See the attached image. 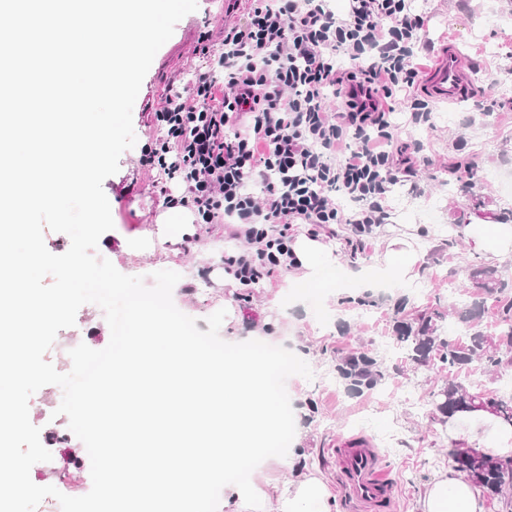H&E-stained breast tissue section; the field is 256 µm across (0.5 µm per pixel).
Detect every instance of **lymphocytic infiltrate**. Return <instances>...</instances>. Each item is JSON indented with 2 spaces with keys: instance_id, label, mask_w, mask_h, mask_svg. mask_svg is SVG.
Listing matches in <instances>:
<instances>
[{
  "instance_id": "obj_1",
  "label": "lymphocytic infiltrate",
  "mask_w": 512,
  "mask_h": 512,
  "mask_svg": "<svg viewBox=\"0 0 512 512\" xmlns=\"http://www.w3.org/2000/svg\"><path fill=\"white\" fill-rule=\"evenodd\" d=\"M250 2L219 48L202 45L214 67L165 96L153 116L162 135L140 158L165 175L166 207L244 242L224 271L245 287L293 262L300 224L313 237L352 225L348 245L362 250L393 187L415 174L393 134L395 102L417 123L432 112L413 92L426 26L414 0H345L339 11L330 0Z\"/></svg>"
}]
</instances>
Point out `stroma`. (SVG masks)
<instances>
[{
	"label": "stroma",
	"mask_w": 512,
	"mask_h": 512,
	"mask_svg": "<svg viewBox=\"0 0 512 512\" xmlns=\"http://www.w3.org/2000/svg\"><path fill=\"white\" fill-rule=\"evenodd\" d=\"M417 6L429 19L419 65H430L442 44L454 43L473 62L477 96L434 104L425 124L411 123L404 110H396V136L420 147L417 174L394 186L388 199L390 218L368 238L364 252L350 254L345 240L353 228L337 226L330 245L340 265L329 271L327 289L313 293L305 304L287 302L284 273L255 286L249 303L237 301L241 288L225 281L223 260L225 253L238 251L242 244L226 238L223 225H196L187 247L157 240L156 220L165 210L155 188L160 173L139 162L159 135L153 114L169 89L188 86L195 70L204 66L198 51L201 40L220 45L225 23L241 17L243 8L234 0H198L197 10L176 24L155 55L134 104L137 143L121 155L118 171L103 183L114 227L101 236L98 256L123 274L143 277L149 287L156 271L179 273L172 298L180 311L202 322L231 304L234 316L224 320L221 339L282 346L310 365L313 379L292 376L286 381L296 424L288 454L264 460L254 470L251 484L256 492H265L269 484L284 483L292 467L323 476L332 512H349L337 480V437L358 434L375 443L381 426L395 429L404 440L397 451L382 453L397 485L392 512H419L422 491L447 466L452 445L447 425L431 405L446 371L435 357L424 365L405 355L384 359L375 339L392 336L393 315L409 321L419 313H444L449 306L478 298L469 274L488 257L468 249L463 241L449 243V226L490 215L512 224V195L490 181L494 173L512 169V87L501 83L503 76H512V24L499 21L502 15H512V0H418ZM454 164L460 167L461 180H469L468 189L453 180L449 168ZM407 224L429 229L416 245L422 255L416 280L391 279L376 292L344 277V268L353 263L375 268L386 239L401 234ZM109 341L103 310L86 304L78 310L75 325L59 331L45 359L66 373L72 366L70 349L83 343L100 350ZM360 352L381 361L384 378L375 388L351 394L322 387L320 375L334 373L337 359ZM62 396L60 387L46 385L29 400L30 420L52 454L51 461L33 465L30 477L39 486L63 483L74 491L88 489L92 481L82 463L85 446L70 431L67 417L57 412ZM69 457L80 458L81 463L71 467L67 478H59L53 463Z\"/></svg>",
	"instance_id": "1"
}]
</instances>
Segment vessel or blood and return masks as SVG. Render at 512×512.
I'll return each mask as SVG.
<instances>
[{"mask_svg":"<svg viewBox=\"0 0 512 512\" xmlns=\"http://www.w3.org/2000/svg\"><path fill=\"white\" fill-rule=\"evenodd\" d=\"M473 67L470 59L452 43L444 44L422 74L421 90L438 102L473 98ZM339 482L351 512H382L389 507L393 484L383 459L369 439H338Z\"/></svg>","mask_w":512,"mask_h":512,"instance_id":"1","label":"vessel or blood"}]
</instances>
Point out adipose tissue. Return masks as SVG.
<instances>
[{"label": "adipose tissue", "instance_id": "ef3b65f1", "mask_svg": "<svg viewBox=\"0 0 512 512\" xmlns=\"http://www.w3.org/2000/svg\"><path fill=\"white\" fill-rule=\"evenodd\" d=\"M460 232L474 248L490 257H512V225L473 222L462 225ZM296 263L288 271L297 295L303 296L320 285L327 273L336 267L337 257L321 240L299 233L292 245ZM418 253L407 241L389 242L381 269L399 281H412L418 276ZM451 438L465 442L489 456L512 453V425L485 411L456 417L448 424ZM293 493L288 498H262L256 501L257 512H330L329 492L322 478L304 472L288 480ZM421 512H485L482 491L471 480L453 469L439 472L427 485L421 499Z\"/></svg>", "mask_w": 512, "mask_h": 512}]
</instances>
